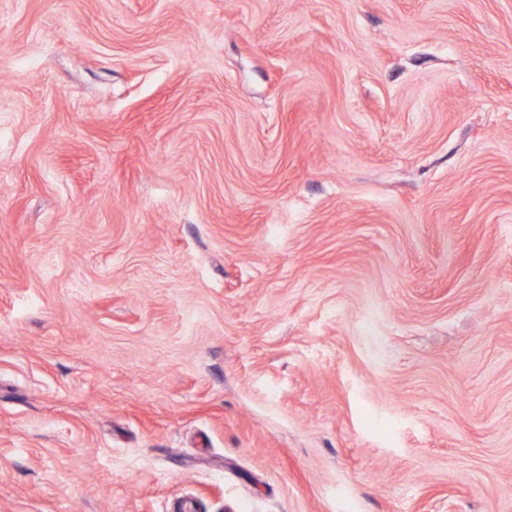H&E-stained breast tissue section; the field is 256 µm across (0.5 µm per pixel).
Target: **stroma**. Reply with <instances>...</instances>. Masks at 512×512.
I'll return each instance as SVG.
<instances>
[{
  "label": "stroma",
  "mask_w": 512,
  "mask_h": 512,
  "mask_svg": "<svg viewBox=\"0 0 512 512\" xmlns=\"http://www.w3.org/2000/svg\"><path fill=\"white\" fill-rule=\"evenodd\" d=\"M512 512V0H0V512Z\"/></svg>",
  "instance_id": "stroma-1"
}]
</instances>
